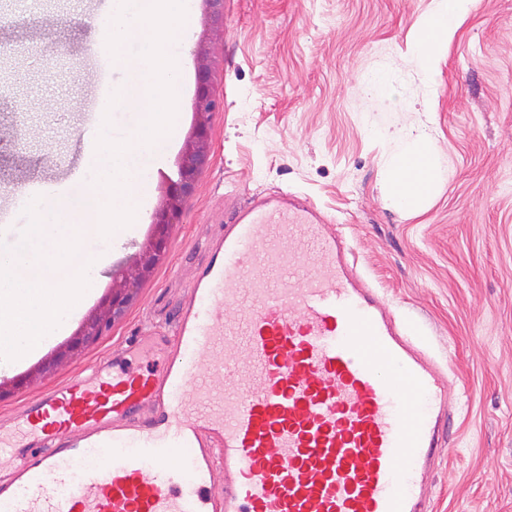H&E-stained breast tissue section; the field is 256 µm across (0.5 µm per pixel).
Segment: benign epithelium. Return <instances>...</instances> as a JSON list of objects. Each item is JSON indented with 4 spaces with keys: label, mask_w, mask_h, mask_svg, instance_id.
<instances>
[{
    "label": "benign epithelium",
    "mask_w": 512,
    "mask_h": 512,
    "mask_svg": "<svg viewBox=\"0 0 512 512\" xmlns=\"http://www.w3.org/2000/svg\"><path fill=\"white\" fill-rule=\"evenodd\" d=\"M205 4L212 31L223 33L224 0H205ZM197 60L194 122L178 159L177 179L168 180L164 188L162 201L153 216L151 231L142 243L139 256L113 278L110 291L83 319L74 335L42 364V374L50 372L59 363L96 341L116 320L123 317L137 297L142 283L166 256L170 230L184 202L194 193L198 176L208 159L211 114L221 106L213 87L208 50L198 48Z\"/></svg>",
    "instance_id": "obj_1"
}]
</instances>
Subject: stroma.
<instances>
[{
    "label": "stroma",
    "mask_w": 512,
    "mask_h": 512,
    "mask_svg": "<svg viewBox=\"0 0 512 512\" xmlns=\"http://www.w3.org/2000/svg\"><path fill=\"white\" fill-rule=\"evenodd\" d=\"M432 0H224V39L212 44L223 106L211 153L183 205L168 254L124 317L51 374L0 400L11 413L56 379L88 367L143 330L171 331L176 304L227 220L224 198L288 190L342 225L369 279L400 320H412L463 386L454 451L432 480L434 512H512V0H476L425 74L414 24ZM197 5L180 54L178 138L151 174L150 209L193 124ZM92 0H0V206L25 179L81 161L96 96L84 75L101 42ZM388 96L367 95L375 70ZM381 136H374V129ZM428 130L450 172L418 208L398 205L386 134ZM109 246L101 291L150 229Z\"/></svg>",
    "instance_id": "35a3bbf8"
}]
</instances>
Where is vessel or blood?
<instances>
[{"instance_id": "b4317fda", "label": "vessel or blood", "mask_w": 512, "mask_h": 512, "mask_svg": "<svg viewBox=\"0 0 512 512\" xmlns=\"http://www.w3.org/2000/svg\"><path fill=\"white\" fill-rule=\"evenodd\" d=\"M227 207L174 335L125 340L0 418V512H433L448 365L310 197Z\"/></svg>"}]
</instances>
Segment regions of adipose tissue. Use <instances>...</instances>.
I'll use <instances>...</instances> for the list:
<instances>
[{"instance_id": "adipose-tissue-1", "label": "adipose tissue", "mask_w": 512, "mask_h": 512, "mask_svg": "<svg viewBox=\"0 0 512 512\" xmlns=\"http://www.w3.org/2000/svg\"><path fill=\"white\" fill-rule=\"evenodd\" d=\"M475 0H433L429 18L420 23L414 53L424 71H432L459 21ZM391 159L397 177L396 194L402 202L424 200L436 183L446 181L449 172L442 158L430 152L426 134H398L391 139Z\"/></svg>"}]
</instances>
